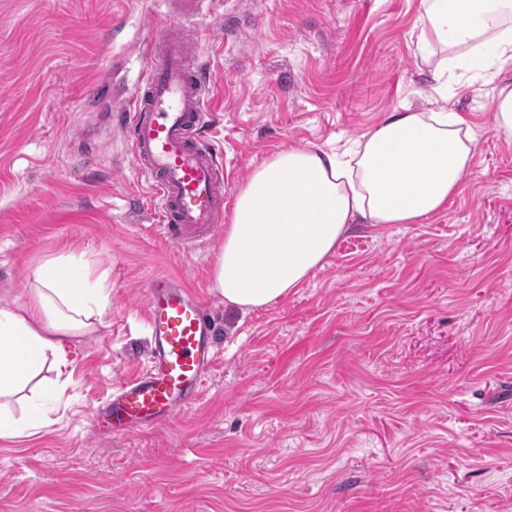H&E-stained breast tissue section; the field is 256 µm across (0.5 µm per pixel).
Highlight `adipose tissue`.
Returning <instances> with one entry per match:
<instances>
[{
	"instance_id": "ef3b65f1",
	"label": "adipose tissue",
	"mask_w": 512,
	"mask_h": 512,
	"mask_svg": "<svg viewBox=\"0 0 512 512\" xmlns=\"http://www.w3.org/2000/svg\"><path fill=\"white\" fill-rule=\"evenodd\" d=\"M417 47L437 71L458 57L512 70V0H423ZM476 134L447 107L389 112L363 134L347 161L310 149L274 153L236 196L214 288L242 311L288 297L333 252L351 224H417L448 206L470 173ZM109 293L77 258L38 272L23 306L0 304V399L25 390L57 355L62 336H81Z\"/></svg>"
}]
</instances>
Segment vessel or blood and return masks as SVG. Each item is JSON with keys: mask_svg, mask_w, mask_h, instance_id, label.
Returning a JSON list of instances; mask_svg holds the SVG:
<instances>
[{"mask_svg": "<svg viewBox=\"0 0 512 512\" xmlns=\"http://www.w3.org/2000/svg\"><path fill=\"white\" fill-rule=\"evenodd\" d=\"M207 0H171L156 18L158 46L144 57L128 107L111 117L130 145V164L155 192L163 235L189 245L224 222V168L204 137L211 76L198 59L196 27ZM151 365L120 386L89 423L104 434L155 427L195 404L215 360L211 318L203 302L173 277H155L146 294Z\"/></svg>", "mask_w": 512, "mask_h": 512, "instance_id": "obj_1", "label": "vessel or blood"}]
</instances>
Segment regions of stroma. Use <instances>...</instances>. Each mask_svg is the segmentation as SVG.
Here are the masks:
<instances>
[{
    "label": "stroma",
    "mask_w": 512,
    "mask_h": 512,
    "mask_svg": "<svg viewBox=\"0 0 512 512\" xmlns=\"http://www.w3.org/2000/svg\"><path fill=\"white\" fill-rule=\"evenodd\" d=\"M152 9L0 0V300L25 305L39 268L69 254L110 295L92 332L61 337L63 368L8 404L0 512H512V141L492 101L512 71L435 75L417 52L422 0H214L197 24L232 190L273 153L343 150L440 96L477 135L446 210L349 225L301 288L246 313L212 283L223 231L163 239L110 124L155 46ZM157 275L213 314L202 398L97 434L91 412L148 365Z\"/></svg>",
    "instance_id": "obj_1"
}]
</instances>
